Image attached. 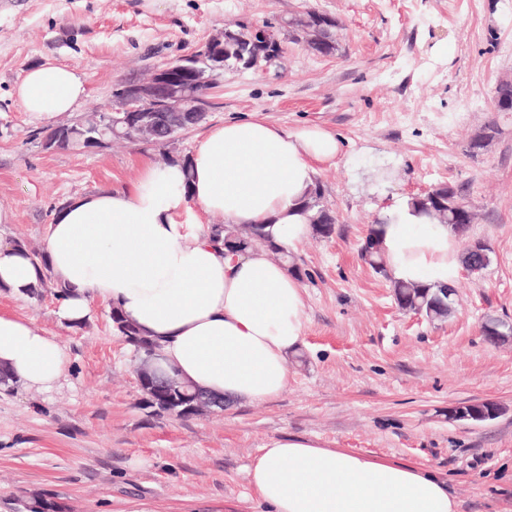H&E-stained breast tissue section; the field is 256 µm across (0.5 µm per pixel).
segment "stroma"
<instances>
[{
    "instance_id": "1",
    "label": "stroma",
    "mask_w": 512,
    "mask_h": 512,
    "mask_svg": "<svg viewBox=\"0 0 512 512\" xmlns=\"http://www.w3.org/2000/svg\"><path fill=\"white\" fill-rule=\"evenodd\" d=\"M335 18L338 50L317 55L288 37L291 15ZM272 24L282 51L260 69H227L205 121L166 145L114 141L47 151L49 126L111 106L118 84L146 80L235 24ZM512 0H0V242L44 251L71 198L127 189L149 165L190 156L210 128L258 115L294 131L336 135L340 156L316 176L338 223L296 252L305 288L303 344L279 396L178 418L146 406L134 352L96 300L81 325L41 299L0 295V313L31 319L64 348L56 386H0V512L34 495L64 512H267L250 482L269 439L410 464L451 490L457 512H512V342L487 344L489 316L512 321V112L494 94L512 77ZM86 87L74 109L32 119L16 89L43 62ZM491 146L471 154L478 129ZM448 183L477 214L469 235L491 248L482 277L460 271L454 314L430 322L400 310L389 281L359 256L380 207ZM493 401L486 422L450 407Z\"/></svg>"
}]
</instances>
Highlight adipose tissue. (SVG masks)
<instances>
[{"label": "adipose tissue", "instance_id": "adipose-tissue-1", "mask_svg": "<svg viewBox=\"0 0 512 512\" xmlns=\"http://www.w3.org/2000/svg\"><path fill=\"white\" fill-rule=\"evenodd\" d=\"M85 86L66 65L41 63L16 90L37 120L71 111ZM339 140L310 125L283 131L258 116L213 127L189 162L146 167L132 189L71 198L48 229L46 264L0 244V291L28 297L51 277L66 292L59 313L84 320L93 300L118 308L154 344L175 379L235 406L274 398L289 383L288 355L304 337V288L265 250L226 254L211 234H192L177 216L190 204L227 224L263 226L295 251L311 234L302 210L321 163ZM371 231L391 274L405 282L454 284L457 234L427 224L408 200L383 208ZM62 346L32 321L0 315V369L38 389L62 377ZM269 512H456L445 484L397 462L322 447L315 440L270 439L250 469Z\"/></svg>", "mask_w": 512, "mask_h": 512}]
</instances>
